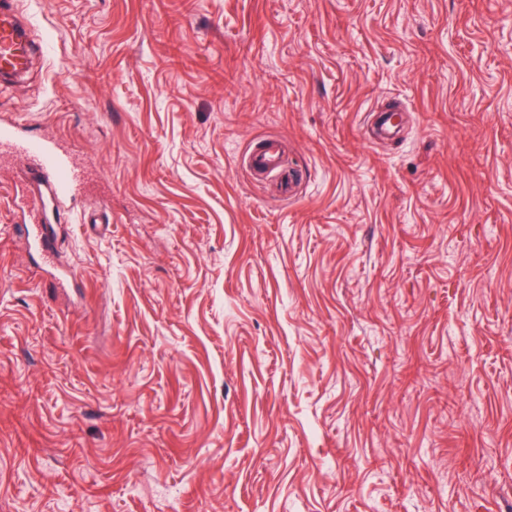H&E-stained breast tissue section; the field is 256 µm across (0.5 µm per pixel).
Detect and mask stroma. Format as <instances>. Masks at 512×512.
Returning a JSON list of instances; mask_svg holds the SVG:
<instances>
[{
	"label": "stroma",
	"instance_id": "obj_1",
	"mask_svg": "<svg viewBox=\"0 0 512 512\" xmlns=\"http://www.w3.org/2000/svg\"><path fill=\"white\" fill-rule=\"evenodd\" d=\"M14 4L0 512H512V0ZM9 150L29 161V178L40 195L32 198L34 207L42 205V191L65 200L82 181V173L71 154L53 139L22 135L13 125L0 127V151ZM247 167L252 175L272 174L281 169L282 159L279 145L275 140H265L255 144L246 156ZM23 230L29 241L39 250L49 253L53 250L54 241L47 224H25Z\"/></svg>",
	"mask_w": 512,
	"mask_h": 512
}]
</instances>
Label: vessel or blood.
<instances>
[{"label": "vessel or blood", "mask_w": 512, "mask_h": 512, "mask_svg": "<svg viewBox=\"0 0 512 512\" xmlns=\"http://www.w3.org/2000/svg\"><path fill=\"white\" fill-rule=\"evenodd\" d=\"M11 0H0V72L14 73L24 70L28 63L29 45L25 31L10 8ZM9 150L28 160L29 178L38 193L32 198L33 206H40L42 193L66 199L82 180V173L71 154L53 139H35L22 135L17 127H0V151ZM250 173L278 172L281 152L277 141L265 140L255 144L246 156ZM29 241L43 252H51L54 241L45 224H27L23 227Z\"/></svg>", "instance_id": "b4317fda"}]
</instances>
